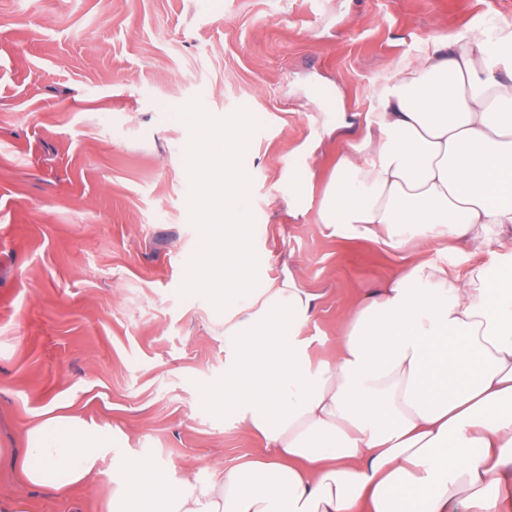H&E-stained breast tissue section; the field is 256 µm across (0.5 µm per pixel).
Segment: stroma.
<instances>
[{
  "label": "stroma",
  "instance_id": "obj_1",
  "mask_svg": "<svg viewBox=\"0 0 512 512\" xmlns=\"http://www.w3.org/2000/svg\"><path fill=\"white\" fill-rule=\"evenodd\" d=\"M512 27V0H0V498L98 512L112 476L62 496L16 461L55 409L118 454L208 485L265 442L224 411L230 310L180 296L200 241L177 111L247 109L258 285L314 297L300 332L336 360L343 317L408 265L460 251L345 239L319 198L378 94L427 41ZM310 171L302 212L290 165Z\"/></svg>",
  "mask_w": 512,
  "mask_h": 512
}]
</instances>
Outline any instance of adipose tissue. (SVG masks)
<instances>
[{
    "mask_svg": "<svg viewBox=\"0 0 512 512\" xmlns=\"http://www.w3.org/2000/svg\"><path fill=\"white\" fill-rule=\"evenodd\" d=\"M432 41L380 95L319 201L346 238L464 246L467 267H407L349 313L334 365L312 368L295 283L236 302L224 378L262 457L207 486L111 455V437L48 411L25 480L60 494L112 457L105 512H503L512 497V30Z\"/></svg>",
    "mask_w": 512,
    "mask_h": 512,
    "instance_id": "obj_1",
    "label": "adipose tissue"
}]
</instances>
